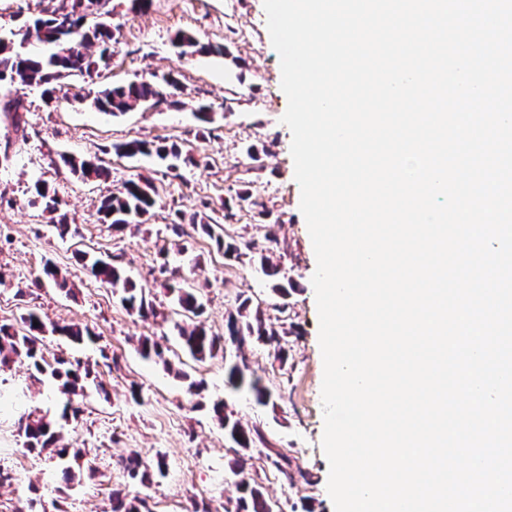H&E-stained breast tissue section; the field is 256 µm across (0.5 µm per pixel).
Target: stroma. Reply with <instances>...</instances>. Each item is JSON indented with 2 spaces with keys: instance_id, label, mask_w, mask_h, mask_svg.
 I'll list each match as a JSON object with an SVG mask.
<instances>
[{
  "instance_id": "35a3bbf8",
  "label": "stroma",
  "mask_w": 512,
  "mask_h": 512,
  "mask_svg": "<svg viewBox=\"0 0 512 512\" xmlns=\"http://www.w3.org/2000/svg\"><path fill=\"white\" fill-rule=\"evenodd\" d=\"M111 6L119 43L103 76L62 80L50 104L39 86L0 84V99L21 95L27 109L21 134L0 113V324H19L33 308L46 323L78 325L95 335L83 344L51 335L42 343L47 360L64 357L91 372L84 396L72 400L78 418L58 426L62 445L80 449V466L95 469L74 486L56 479L55 455L28 451L17 431L21 416L58 415L65 395L52 381L32 378L27 361L0 368V512H23L30 505L36 512H110L113 488L126 482L121 461L133 452L166 465L165 476L150 486L128 487L146 498L150 512H194L200 504L224 512L239 492L229 469L231 444L211 409L217 400L244 427L264 435L249 455L265 497L277 501L281 512H335L322 446L323 362L311 282L316 257L299 209L292 134L281 121L287 98L263 0H151L145 10L134 9L131 0H112ZM180 30L227 52L179 56L172 40ZM169 72L178 74L179 84L166 89L163 102L117 117L92 106L96 93L110 84ZM202 103L212 108L211 123L194 115ZM132 139L193 146L194 161L172 168L155 158L115 153L116 144ZM64 154L101 156L108 178H78L61 163ZM138 175L157 187L156 208L137 227L102 223L101 200ZM38 180L63 203L72 227L66 237L58 236L41 206L28 203ZM244 189L267 205L269 215L237 208ZM224 202L235 208L226 227L240 248L236 259L225 258L214 240L190 226L192 218ZM78 250L129 270L157 317L128 311L75 258ZM263 256L293 279L287 296L274 293L259 271ZM48 260L67 277V286L43 279ZM163 266L198 289L204 305L199 320L219 337L222 355L199 362L183 353L178 327L184 319L155 282ZM246 298L268 325L280 329L279 344L248 339L238 345L225 336L228 316ZM144 336L163 348L166 364L140 357ZM110 356L117 358V369L107 367ZM229 361L245 363L248 376L269 388L267 404L225 387ZM179 370L186 379L176 378ZM192 379L200 381L199 393L189 391ZM281 454L302 470L295 482L279 472L275 461Z\"/></svg>"
}]
</instances>
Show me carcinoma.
Wrapping results in <instances>:
<instances>
[{"mask_svg":"<svg viewBox=\"0 0 512 512\" xmlns=\"http://www.w3.org/2000/svg\"><path fill=\"white\" fill-rule=\"evenodd\" d=\"M87 3H91V0H70L72 20L66 27L61 26L56 19V13L62 8L59 4L43 10V15L35 18L32 23L12 30L7 35H0V82H12L13 74L20 69L28 84L46 85L48 91L53 93L59 81L66 76L79 73L90 77L99 73L100 69L108 67L114 53V43L117 42L115 29L112 28V10L105 7L95 10V22L89 25L85 7ZM31 38L44 45L46 51L35 55L22 52L23 42ZM173 43L182 57L196 53L224 54V47L202 45L187 31L178 32L173 38ZM162 83L175 88L178 79L174 74L168 73L163 75L159 82L140 81L104 88L93 98V105L99 111L118 116L138 105L160 101L163 97L160 90ZM21 109L23 103L18 96L0 103V111L12 117L17 129L20 128ZM115 150L128 158L154 154L162 161H178L182 158L191 160L188 155L182 156V149L175 143L156 144L135 139L115 146ZM61 161L83 180L100 179L107 175L103 160L97 155L82 158L63 155ZM32 203L40 204L43 211L51 215L61 210V201L57 194L45 185L35 186ZM158 203L159 192L150 180L141 177L131 178L102 199L98 214L100 220L106 224L123 226L150 214ZM192 227L213 239L218 248L224 251V255H239L236 240L224 229L219 219L210 215L202 217L200 221L193 223ZM89 270L95 279L122 294V302L129 311L141 317L155 315L144 290L137 286L132 276L116 261L95 259L91 262ZM160 287L165 289L179 311L195 317L201 314L203 304L195 289L187 287L173 276L160 283ZM35 321L38 322L36 326L33 325ZM48 332L67 336L76 343H81L86 338H94V334L87 328L55 325L49 327L37 311L30 310L22 317V326L19 328L12 324H0V366H6L16 358L25 359L37 374H48L58 381L63 394L70 397L84 393L85 379L88 378L89 372L83 373L78 367L68 366V361L63 358L55 359L53 364L44 359L41 342ZM178 333L184 349L197 361L215 357L220 349L217 337L210 335L202 325H196L190 330L180 326ZM227 333L239 343L252 336L258 341L270 343L276 340L277 336V331L267 329L260 313L249 312L247 299L239 304L237 315L230 317ZM140 355L146 360L167 363L159 346L147 337L140 342ZM225 375L227 384L232 389H247L259 404H265L269 400L271 393L268 388L260 379L246 377L244 369L239 364L228 366ZM213 413L224 426V435L234 444L237 454L249 450L257 441H264L260 430L244 428L233 415L224 411L223 403H214ZM19 435L24 439V446L29 451L42 453L50 449L59 457L66 453V449L56 447L59 433L53 420L46 416L29 415L21 419ZM122 468L132 482L141 485L151 483L154 475L164 476L162 467L151 470L137 455L127 458ZM231 472L239 476L237 486L241 496L236 499L233 507L224 508V512H277L276 504L264 498L259 488L255 486L254 478L246 472L244 459H238L231 467ZM111 512L150 510L146 499L139 496L131 497L117 489L112 491Z\"/></svg>","mask_w":512,"mask_h":512,"instance_id":"1","label":"carcinoma"}]
</instances>
